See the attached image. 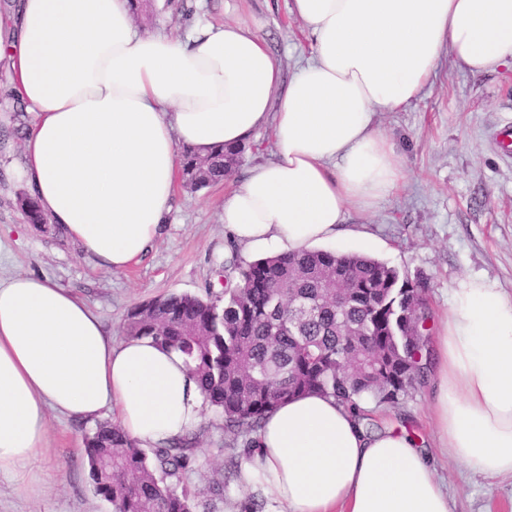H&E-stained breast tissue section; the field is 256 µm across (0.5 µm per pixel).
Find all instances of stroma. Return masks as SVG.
I'll use <instances>...</instances> for the list:
<instances>
[{"instance_id":"obj_1","label":"stroma","mask_w":512,"mask_h":512,"mask_svg":"<svg viewBox=\"0 0 512 512\" xmlns=\"http://www.w3.org/2000/svg\"><path fill=\"white\" fill-rule=\"evenodd\" d=\"M290 0H151L139 16L141 31L163 30L185 36L194 23L245 24L280 59L285 76L312 54ZM13 70L0 59V279L26 274L49 279L85 300L101 317L105 331L122 339L127 312L170 293L205 295L208 286L238 280L240 264L253 261L224 229L225 196L252 168L275 152L272 128L251 137L240 165L224 182L188 193L176 189L161 239L128 269L112 272L82 253L53 224L35 227L15 206L25 188L23 142L31 113L10 91ZM381 129L403 159L401 189L371 212H350L348 223L384 242L375 258L398 268L423 287L432 315L426 338L450 306L460 278L479 276L512 296V158L494 141L512 125V70L471 74L442 62L430 87L408 106L379 117ZM430 386L421 381L396 405L372 415L375 427L402 421L432 439ZM93 421L51 415L47 444L39 457L42 490L26 496L0 479V512H112L96 495L88 473L86 439ZM198 462L188 476L202 512H225V498H246L238 484L225 494L217 487L231 462H242V447H225L223 420L209 413L197 429ZM453 512H512V479L490 480L456 463L439 465Z\"/></svg>"}]
</instances>
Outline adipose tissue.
I'll use <instances>...</instances> for the list:
<instances>
[{
  "label": "adipose tissue",
  "instance_id": "obj_1",
  "mask_svg": "<svg viewBox=\"0 0 512 512\" xmlns=\"http://www.w3.org/2000/svg\"><path fill=\"white\" fill-rule=\"evenodd\" d=\"M312 42L289 82L240 23L189 39L140 33L131 0H21L0 41L13 92L35 115L24 178L42 212L118 272L161 237L180 147L205 155L272 127V160L224 199V227L254 254L355 236L405 178L378 127L431 85L442 57L472 73L512 69V0H292ZM432 349L430 408L444 458L512 477V297L460 280ZM115 411L140 447L197 427L207 405L183 357L148 338L113 340L47 279L0 282V477L37 489L49 411ZM238 484L266 512H452L448 487L405 429L366 431L308 393L269 414Z\"/></svg>",
  "mask_w": 512,
  "mask_h": 512
}]
</instances>
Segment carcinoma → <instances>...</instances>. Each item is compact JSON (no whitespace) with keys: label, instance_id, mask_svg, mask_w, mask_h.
Listing matches in <instances>:
<instances>
[{"label":"carcinoma","instance_id":"1","mask_svg":"<svg viewBox=\"0 0 512 512\" xmlns=\"http://www.w3.org/2000/svg\"><path fill=\"white\" fill-rule=\"evenodd\" d=\"M246 146H223L205 158L180 151L182 186L197 192L241 163ZM15 204L29 224H45L31 193ZM299 302L310 315L294 318ZM431 318L419 284L375 258L300 250L239 266V282L206 297L168 294L133 307L123 332L181 352L224 433L244 447L265 417L290 397L334 398L358 422L396 403L421 381ZM95 493L113 512H197L185 476L197 462L195 438L183 435L141 448L121 426L104 422L86 441Z\"/></svg>","mask_w":512,"mask_h":512}]
</instances>
